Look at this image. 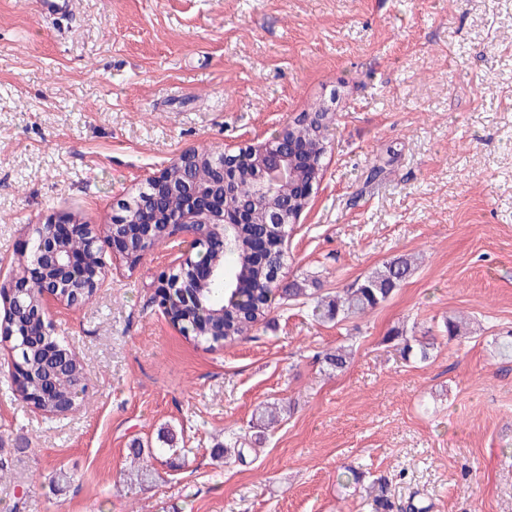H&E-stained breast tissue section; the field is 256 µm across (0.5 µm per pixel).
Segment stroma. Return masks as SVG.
Returning <instances> with one entry per match:
<instances>
[{
	"label": "stroma",
	"instance_id": "35a3bbf8",
	"mask_svg": "<svg viewBox=\"0 0 512 512\" xmlns=\"http://www.w3.org/2000/svg\"><path fill=\"white\" fill-rule=\"evenodd\" d=\"M318 109L321 182L276 281L306 296L211 347L158 304L169 245L108 259L46 311L83 364L71 414L26 403L0 344V512H372L375 481L393 512H512V0H0V281L35 225L111 223L183 153ZM398 257L386 302L311 316ZM166 433L181 455L140 480L130 450Z\"/></svg>",
	"mask_w": 512,
	"mask_h": 512
}]
</instances>
